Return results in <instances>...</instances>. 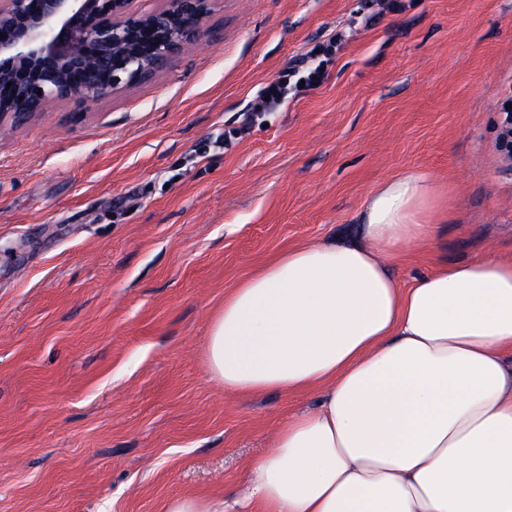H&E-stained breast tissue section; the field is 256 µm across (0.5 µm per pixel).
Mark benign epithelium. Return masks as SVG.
Segmentation results:
<instances>
[{
    "mask_svg": "<svg viewBox=\"0 0 512 512\" xmlns=\"http://www.w3.org/2000/svg\"><path fill=\"white\" fill-rule=\"evenodd\" d=\"M210 2L140 13L132 0H0V122L55 99L90 105L166 68L206 37Z\"/></svg>",
    "mask_w": 512,
    "mask_h": 512,
    "instance_id": "7a95c632",
    "label": "benign epithelium"
}]
</instances>
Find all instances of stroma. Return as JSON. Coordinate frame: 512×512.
Returning a JSON list of instances; mask_svg holds the SVG:
<instances>
[{
	"mask_svg": "<svg viewBox=\"0 0 512 512\" xmlns=\"http://www.w3.org/2000/svg\"><path fill=\"white\" fill-rule=\"evenodd\" d=\"M213 0L209 35L87 107L0 123V512H162L228 499L315 393L225 394L204 359L224 293L273 255L358 239L364 199L417 167L440 186L443 261L512 256V0ZM330 80L259 90L334 33ZM342 34L333 35L326 44L316 45L301 56L290 62L288 67L280 73L278 78L265 86L259 96V101L252 109L247 110L241 125L229 132L216 137L214 143L228 145L231 137L237 141L246 138L253 121V113L249 112H275L288 107V104L299 101L309 89L325 83L330 77V67L335 62L338 46L343 45L345 39ZM319 49V53L315 50ZM305 80V86L301 85ZM269 97V101L265 98ZM224 502V499L176 497L166 502L163 512H228Z\"/></svg>",
	"mask_w": 512,
	"mask_h": 512,
	"instance_id": "stroma-1",
	"label": "stroma"
}]
</instances>
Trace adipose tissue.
Listing matches in <instances>:
<instances>
[{
	"instance_id": "1",
	"label": "adipose tissue",
	"mask_w": 512,
	"mask_h": 512,
	"mask_svg": "<svg viewBox=\"0 0 512 512\" xmlns=\"http://www.w3.org/2000/svg\"><path fill=\"white\" fill-rule=\"evenodd\" d=\"M408 169L364 200L358 244L282 251L224 294L205 358L234 396L319 393L248 472L247 512H512V258L393 262L444 227Z\"/></svg>"
}]
</instances>
